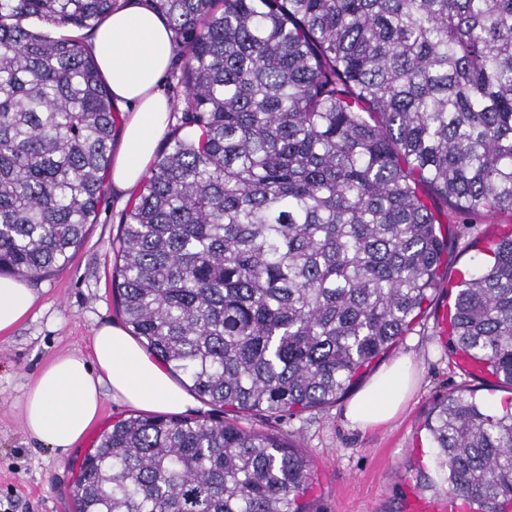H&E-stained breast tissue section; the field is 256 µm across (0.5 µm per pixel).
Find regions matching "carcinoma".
<instances>
[{
	"label": "carcinoma",
	"mask_w": 512,
	"mask_h": 512,
	"mask_svg": "<svg viewBox=\"0 0 512 512\" xmlns=\"http://www.w3.org/2000/svg\"><path fill=\"white\" fill-rule=\"evenodd\" d=\"M116 0H0V274L69 262L119 116L77 36ZM181 124L128 206L116 305L183 386L243 416L344 396L424 314L461 215L512 214V0H156ZM193 127L198 135L182 133ZM450 352L512 389V232L457 283ZM448 495L512 500V406L425 422ZM311 461L214 418L131 415L84 456L76 512H311Z\"/></svg>",
	"instance_id": "carcinoma-1"
}]
</instances>
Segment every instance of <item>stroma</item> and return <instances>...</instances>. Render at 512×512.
Masks as SVG:
<instances>
[{
	"mask_svg": "<svg viewBox=\"0 0 512 512\" xmlns=\"http://www.w3.org/2000/svg\"><path fill=\"white\" fill-rule=\"evenodd\" d=\"M134 191L108 187L98 206L95 224L71 260L51 274L33 278L38 300L25 321L11 334L0 335V512H75L72 489L78 467L99 435L131 407L104 396L98 422L79 448L59 455L28 437L22 417L27 385L43 365L68 352L86 351L96 327L119 320L112 290L114 256L111 243ZM443 229L456 238L445 281L435 292L425 318L403 338L394 357H411L419 385L403 414L387 426L364 433L349 430L344 419L346 400L321 411L275 420L263 415L244 417L243 425L271 431L299 444L312 462L311 498L316 512H410L420 498L447 500V492L417 493L418 469L433 472L422 426L433 402L448 392L473 389L478 399L498 404L512 390L480 382L448 352L441 317L448 308V286L459 274L481 268L484 250L503 215H484L461 225L458 215L442 209Z\"/></svg>",
	"mask_w": 512,
	"mask_h": 512,
	"instance_id": "obj_1",
	"label": "stroma"
}]
</instances>
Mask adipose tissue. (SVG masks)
<instances>
[{
    "label": "adipose tissue",
    "instance_id": "1",
    "mask_svg": "<svg viewBox=\"0 0 512 512\" xmlns=\"http://www.w3.org/2000/svg\"><path fill=\"white\" fill-rule=\"evenodd\" d=\"M112 101L124 114L122 142L111 180L134 189L147 174L169 119L161 81L175 55V35L162 13L147 0H119L94 30L88 44ZM37 300L28 280L0 277V332L22 322ZM89 355L54 358L29 384L23 415L28 436L47 449L69 452L97 422L104 393L142 411H184L195 401L176 385L119 323L95 329ZM410 357L376 374L353 398L344 415L359 431L394 420L417 384Z\"/></svg>",
    "mask_w": 512,
    "mask_h": 512
}]
</instances>
